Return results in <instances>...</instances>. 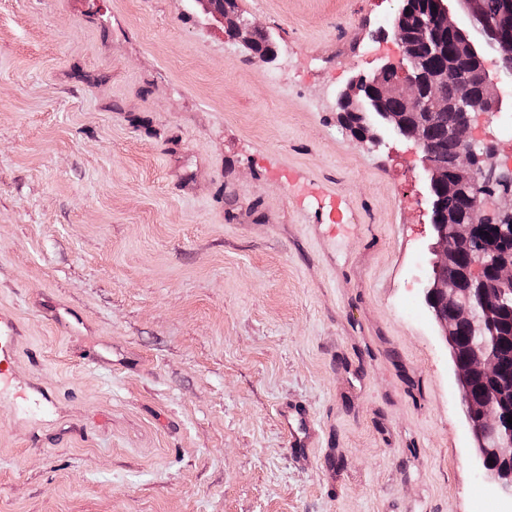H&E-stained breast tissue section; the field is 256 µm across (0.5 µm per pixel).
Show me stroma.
<instances>
[{
	"instance_id": "stroma-1",
	"label": "stroma",
	"mask_w": 512,
	"mask_h": 512,
	"mask_svg": "<svg viewBox=\"0 0 512 512\" xmlns=\"http://www.w3.org/2000/svg\"><path fill=\"white\" fill-rule=\"evenodd\" d=\"M238 4L273 62L191 0H0V512H488L420 158L337 121L399 55L398 0ZM500 94L474 136L503 163ZM303 182L349 200L343 231ZM105 343L138 369L91 363ZM19 326L10 316L0 313V393L10 382V365L15 358ZM281 417L287 429L293 430L294 444L296 446L307 448L313 442L314 434L309 429V424L305 415L296 407L286 405L281 410ZM298 423V429L293 428V424Z\"/></svg>"
}]
</instances>
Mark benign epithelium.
Returning <instances> with one entry per match:
<instances>
[{"label":"benign epithelium","mask_w":512,"mask_h":512,"mask_svg":"<svg viewBox=\"0 0 512 512\" xmlns=\"http://www.w3.org/2000/svg\"><path fill=\"white\" fill-rule=\"evenodd\" d=\"M450 1L456 2L469 19L471 28L487 37L485 27L475 22L478 0H436L432 14L419 17L418 31L396 28L402 55L384 62L373 77L357 76L339 93L337 109L340 123L347 130L350 129L347 112L359 116L364 130L356 132L357 141L378 149L391 139L404 138L421 154L426 181L418 193L419 202L426 206L429 224L436 236L435 276L424 286L425 305L453 351L466 422L477 442L475 465L501 495L512 499V425L507 423L512 407L503 406L498 392L501 354L480 341L470 343L461 359L457 340L459 324L482 327L493 324L499 319L501 308L512 302V195L507 207L490 210L486 206L487 195L477 192L484 182L511 186L512 166H497L492 161L491 146L472 137L478 115L497 111L498 91L488 80L483 57L468 28L450 11ZM194 2L206 16L220 22L225 33L247 48H252L258 40V26L243 18L236 0ZM438 29H446L455 36L459 61L467 64L464 73L455 69L436 76L424 73L423 62L414 53L413 40L417 37L429 46ZM487 44L500 56H512V19L502 22ZM392 71L397 74L396 81H385L383 76ZM445 84L450 88L448 97L439 93ZM391 97L403 102L406 113L385 111L383 103ZM448 107L459 113L456 124L448 129L457 148L452 156L440 158L425 138L423 114L427 110ZM438 185L450 191L474 192V206L463 220L457 221L440 212ZM482 224L500 226L502 237L495 244L478 249L475 240ZM464 253L470 254L471 262L461 267L459 261ZM477 377L490 383L482 393L474 391L473 381Z\"/></svg>","instance_id":"1"}]
</instances>
